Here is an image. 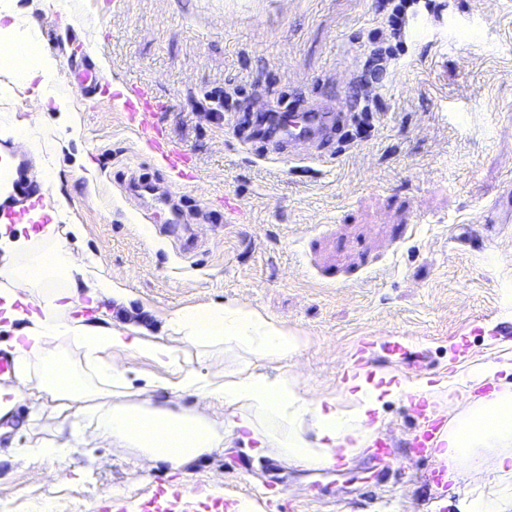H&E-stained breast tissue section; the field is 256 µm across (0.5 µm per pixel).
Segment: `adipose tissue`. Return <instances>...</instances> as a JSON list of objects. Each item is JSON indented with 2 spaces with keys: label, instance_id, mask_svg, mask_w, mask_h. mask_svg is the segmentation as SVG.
Returning a JSON list of instances; mask_svg holds the SVG:
<instances>
[{
  "label": "adipose tissue",
  "instance_id": "obj_1",
  "mask_svg": "<svg viewBox=\"0 0 512 512\" xmlns=\"http://www.w3.org/2000/svg\"><path fill=\"white\" fill-rule=\"evenodd\" d=\"M0 69L33 99L69 111L59 61L42 48L35 20L15 0H0ZM121 295L93 258L75 257L55 236L37 251L22 237L0 239V320L20 324L12 342L14 380L0 385V419L25 401L32 415L50 409L73 417L74 442L107 443L175 470L236 441L254 442L256 454L273 453L293 466L324 469L351 447H364L387 400L413 395L437 402L449 393L444 381L352 368L337 394L328 396L293 376L262 373L259 362L291 359L301 345L280 320L239 303L176 313L165 337L75 313L81 297ZM72 347L83 352L86 366L70 360ZM190 350L203 369L182 366ZM228 352L236 355L230 365L224 362ZM106 353L113 363H103ZM133 353L168 372L149 381L145 398L133 392L119 362ZM511 375L512 353L478 362L461 380L467 406L452 417L444 452L467 461L457 479H473L490 467L499 483L512 481ZM495 379L499 390L473 398V391ZM186 395L204 401L212 414L183 408Z\"/></svg>",
  "mask_w": 512,
  "mask_h": 512
}]
</instances>
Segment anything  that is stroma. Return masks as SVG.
Returning <instances> with one entry per match:
<instances>
[{"label":"stroma","instance_id":"1","mask_svg":"<svg viewBox=\"0 0 512 512\" xmlns=\"http://www.w3.org/2000/svg\"><path fill=\"white\" fill-rule=\"evenodd\" d=\"M17 0L37 22L45 49L61 58L60 80L82 53L101 71L105 101L88 109L74 93L76 131L53 107L15 89L0 112L60 141L36 186L65 197L61 241L93 256L126 288L102 314L166 335L174 313L241 303L281 320L302 342L294 360L264 365L325 394L346 380L357 346L402 336L422 353L419 376L450 377L512 351V0H417L401 39L390 37L376 0ZM82 17L72 28L69 12ZM394 49L379 75H363L371 52ZM133 85L163 100L170 139L198 169L188 186L168 184L109 102ZM224 95L212 113L207 95ZM379 98L377 111H365ZM339 101L357 120L347 138L320 144L318 158H264L265 144L236 137L243 115L282 112L301 102ZM141 174L156 184L179 223L159 233L143 223L142 200L120 183ZM235 199L225 220L218 194ZM16 452L0 458V512H96L98 498L130 512L160 485L181 483L267 512H460L464 485L426 482L430 461L378 475L358 448L325 476L256 455L242 443L173 473L108 444H78L46 462L26 450L51 441L64 422L8 419ZM413 427L407 397L383 406L378 438L404 443ZM72 482L54 489L50 469Z\"/></svg>","mask_w":512,"mask_h":512}]
</instances>
